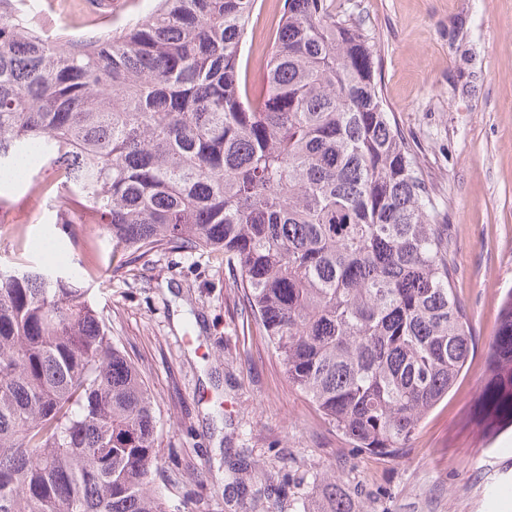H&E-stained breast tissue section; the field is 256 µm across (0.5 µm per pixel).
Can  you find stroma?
<instances>
[{"mask_svg":"<svg viewBox=\"0 0 512 512\" xmlns=\"http://www.w3.org/2000/svg\"><path fill=\"white\" fill-rule=\"evenodd\" d=\"M373 38L382 95L445 214L455 286L477 334L469 367L399 458L350 447L291 390L270 344L199 251L113 274L106 235L78 248L99 309L156 399L163 495L180 512H302L336 475L357 512H512V421L488 413L486 349L512 289V0H335ZM283 0H257L242 49L262 75ZM28 246L0 265L48 266L56 238L35 183L0 186Z\"/></svg>","mask_w":512,"mask_h":512,"instance_id":"stroma-1","label":"stroma"}]
</instances>
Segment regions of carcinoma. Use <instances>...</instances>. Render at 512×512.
<instances>
[{
  "instance_id": "carcinoma-1",
  "label": "carcinoma",
  "mask_w": 512,
  "mask_h": 512,
  "mask_svg": "<svg viewBox=\"0 0 512 512\" xmlns=\"http://www.w3.org/2000/svg\"><path fill=\"white\" fill-rule=\"evenodd\" d=\"M257 0H153L48 40L0 0V170L30 149L70 180L49 219L112 241V273L206 250L288 384L352 447L410 448L476 335L444 224L381 96L375 44L333 0H284L261 89L242 48ZM485 406L512 416V290ZM154 395L85 278L0 267V512H167ZM304 512H354L335 476Z\"/></svg>"
}]
</instances>
